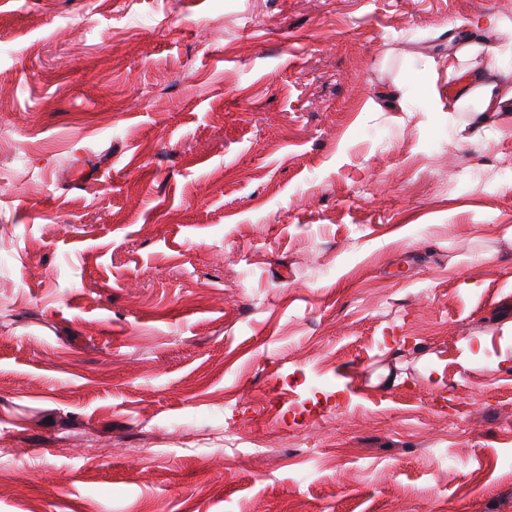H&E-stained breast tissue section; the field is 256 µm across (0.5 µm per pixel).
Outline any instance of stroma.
Segmentation results:
<instances>
[{
	"label": "stroma",
	"instance_id": "obj_1",
	"mask_svg": "<svg viewBox=\"0 0 512 512\" xmlns=\"http://www.w3.org/2000/svg\"><path fill=\"white\" fill-rule=\"evenodd\" d=\"M459 21L512 86V0H0V512H512ZM461 40L457 43L460 44L458 50H451L448 52V73H458L465 71L462 67V61L467 57H475L480 51L482 46L477 42L470 39V36L462 35Z\"/></svg>",
	"mask_w": 512,
	"mask_h": 512
}]
</instances>
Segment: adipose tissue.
Here are the masks:
<instances>
[{"label": "adipose tissue", "instance_id": "ef3b65f1", "mask_svg": "<svg viewBox=\"0 0 512 512\" xmlns=\"http://www.w3.org/2000/svg\"><path fill=\"white\" fill-rule=\"evenodd\" d=\"M511 99L512 88H502L490 71L477 69L460 88L456 103L470 107L472 130L477 133L491 124L503 103Z\"/></svg>", "mask_w": 512, "mask_h": 512}]
</instances>
